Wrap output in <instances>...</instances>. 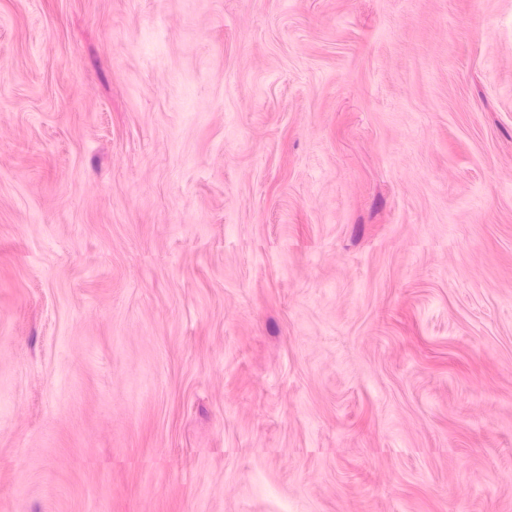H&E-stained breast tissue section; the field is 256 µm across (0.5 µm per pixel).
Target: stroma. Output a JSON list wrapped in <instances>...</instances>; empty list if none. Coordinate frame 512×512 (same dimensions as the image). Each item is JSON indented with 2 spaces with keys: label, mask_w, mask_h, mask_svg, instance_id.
I'll return each instance as SVG.
<instances>
[{
  "label": "stroma",
  "mask_w": 512,
  "mask_h": 512,
  "mask_svg": "<svg viewBox=\"0 0 512 512\" xmlns=\"http://www.w3.org/2000/svg\"><path fill=\"white\" fill-rule=\"evenodd\" d=\"M0 512H512V0H0Z\"/></svg>",
  "instance_id": "35a3bbf8"
}]
</instances>
